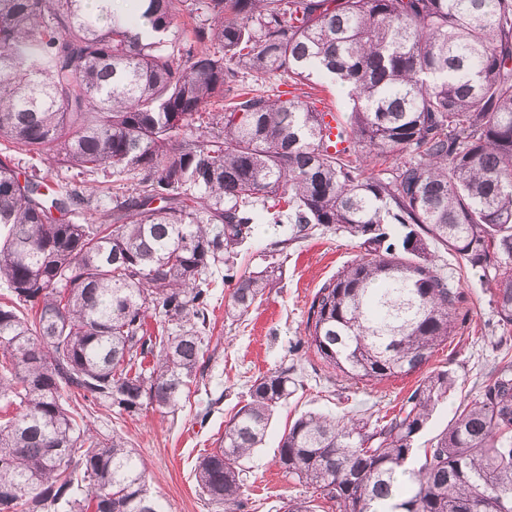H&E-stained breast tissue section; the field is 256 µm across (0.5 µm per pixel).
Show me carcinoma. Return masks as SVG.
<instances>
[{"label": "carcinoma", "instance_id": "carcinoma-1", "mask_svg": "<svg viewBox=\"0 0 512 512\" xmlns=\"http://www.w3.org/2000/svg\"><path fill=\"white\" fill-rule=\"evenodd\" d=\"M98 2L0 0V512H165L127 442L68 400L175 413L202 366L208 275L236 280L231 317L274 275L235 266L260 211L290 225L273 257L317 230L362 240L301 342L347 379L418 372L454 332L441 249L493 284V347L512 340V0H136L135 17ZM244 70L330 77L350 116L246 89ZM17 154L112 177V207L75 221L84 185L23 177ZM150 316L173 331L153 335ZM454 383L431 370L376 419L302 414L277 463L338 512H512V357L412 465ZM296 385L292 366L255 380L199 461L217 512H242L243 465Z\"/></svg>", "mask_w": 512, "mask_h": 512}]
</instances>
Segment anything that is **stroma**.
<instances>
[{"instance_id":"obj_1","label":"stroma","mask_w":512,"mask_h":512,"mask_svg":"<svg viewBox=\"0 0 512 512\" xmlns=\"http://www.w3.org/2000/svg\"><path fill=\"white\" fill-rule=\"evenodd\" d=\"M286 236L285 225L253 224L250 238L238 252L239 269L260 271L273 261L278 268L263 298L240 320L225 315L233 283L225 281L223 271L213 272L204 364L175 414L164 417L146 409L131 418L90 403L80 410L90 429L127 440L145 462L148 488L160 497L166 512H215L199 492L194 470L202 456L217 448L226 421L243 405L257 378L288 365L294 367L299 386L275 411L261 448L247 463L244 512H279L286 499L315 497L311 486L285 476L276 461L280 437L298 416L355 410L381 416L398 408L421 378L415 372L379 384H357L336 375L313 353L298 349L314 294L363 255L364 248L358 239L328 232L289 241L283 253L270 257V244ZM437 263L460 294L459 321L429 366L449 370L456 386L452 396L435 407L416 440L419 449L427 448L451 423L461 400L502 356L490 345L501 329L490 303L489 283L467 274L461 259L448 252L438 251Z\"/></svg>"}]
</instances>
